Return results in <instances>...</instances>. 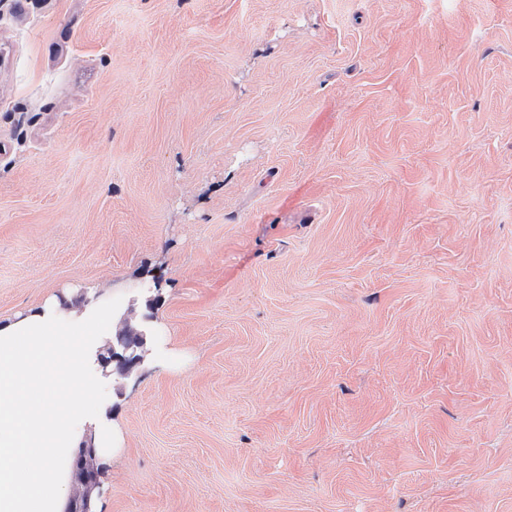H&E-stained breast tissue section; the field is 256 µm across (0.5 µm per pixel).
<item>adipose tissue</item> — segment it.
Returning a JSON list of instances; mask_svg holds the SVG:
<instances>
[{
    "mask_svg": "<svg viewBox=\"0 0 512 512\" xmlns=\"http://www.w3.org/2000/svg\"><path fill=\"white\" fill-rule=\"evenodd\" d=\"M116 313L51 304L0 319V512H64L66 462L91 405L85 366L112 334Z\"/></svg>",
    "mask_w": 512,
    "mask_h": 512,
    "instance_id": "1",
    "label": "adipose tissue"
}]
</instances>
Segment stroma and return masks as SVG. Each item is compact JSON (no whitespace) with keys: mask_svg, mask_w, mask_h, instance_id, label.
Returning a JSON list of instances; mask_svg holds the SVG:
<instances>
[{"mask_svg":"<svg viewBox=\"0 0 512 512\" xmlns=\"http://www.w3.org/2000/svg\"><path fill=\"white\" fill-rule=\"evenodd\" d=\"M144 285L99 512H512V0H0V316Z\"/></svg>","mask_w":512,"mask_h":512,"instance_id":"35a3bbf8","label":"stroma"}]
</instances>
